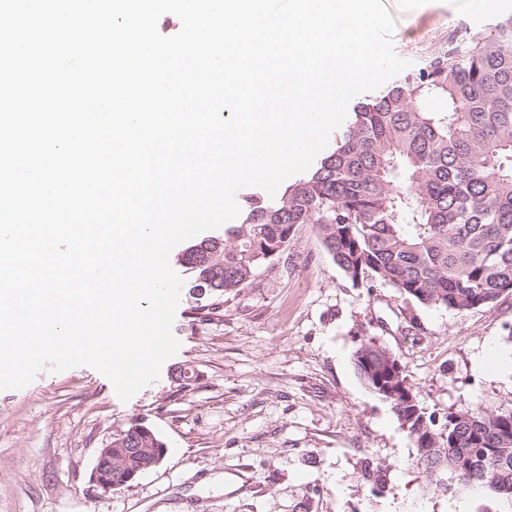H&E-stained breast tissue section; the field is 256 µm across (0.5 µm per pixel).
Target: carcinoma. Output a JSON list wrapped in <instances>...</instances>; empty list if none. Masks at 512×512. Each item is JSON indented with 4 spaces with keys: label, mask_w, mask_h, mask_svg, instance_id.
Returning <instances> with one entry per match:
<instances>
[{
    "label": "carcinoma",
    "mask_w": 512,
    "mask_h": 512,
    "mask_svg": "<svg viewBox=\"0 0 512 512\" xmlns=\"http://www.w3.org/2000/svg\"><path fill=\"white\" fill-rule=\"evenodd\" d=\"M304 224L354 284L384 283L404 301L466 313L512 294V14L460 41L353 107L334 148L274 201L244 200L240 223L185 248L193 314L224 309L276 266ZM374 340L354 355L417 453L412 465L446 492L487 488L512 498V408L462 404L438 426ZM128 431L154 447V431Z\"/></svg>",
    "instance_id": "cac0c4a2"
}]
</instances>
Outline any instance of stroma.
<instances>
[{
  "mask_svg": "<svg viewBox=\"0 0 512 512\" xmlns=\"http://www.w3.org/2000/svg\"><path fill=\"white\" fill-rule=\"evenodd\" d=\"M397 55L419 68L468 29H487L512 0H383ZM181 293L180 342L160 378L129 401L78 366L0 390V512H512L487 490L448 493L412 466L415 445L390 404L357 375L353 355L376 339L400 359L428 412L512 405V295L458 314L356 285L299 228L287 265L192 315ZM494 361L477 369L478 354ZM178 367L199 375L180 388ZM167 446L162 464L109 493L89 474L99 449L132 421Z\"/></svg>",
  "mask_w": 512,
  "mask_h": 512,
  "instance_id": "stroma-1",
  "label": "stroma"
}]
</instances>
